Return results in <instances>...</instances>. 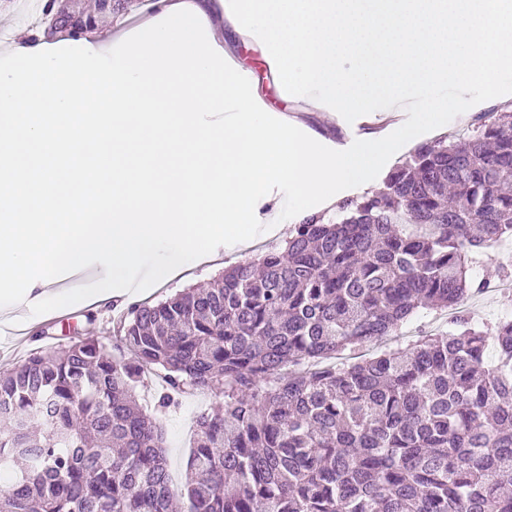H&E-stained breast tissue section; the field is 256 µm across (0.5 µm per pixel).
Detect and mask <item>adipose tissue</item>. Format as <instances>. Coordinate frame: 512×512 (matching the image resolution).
Listing matches in <instances>:
<instances>
[{
    "mask_svg": "<svg viewBox=\"0 0 512 512\" xmlns=\"http://www.w3.org/2000/svg\"><path fill=\"white\" fill-rule=\"evenodd\" d=\"M208 0H157L77 51L44 38L13 44L0 68V301L47 313L129 296L131 269L166 282L211 263L215 234L248 244L286 222L271 197L287 185L298 216L365 185L443 106L350 150L256 108L225 40L265 36L274 77L307 106L369 113L374 94H413L446 74L499 92L512 67V0H235L224 24ZM101 203L69 223L82 191ZM89 288L57 290L59 275ZM28 285L17 297V283Z\"/></svg>",
    "mask_w": 512,
    "mask_h": 512,
    "instance_id": "obj_1",
    "label": "adipose tissue"
}]
</instances>
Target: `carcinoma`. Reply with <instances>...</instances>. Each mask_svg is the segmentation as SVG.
<instances>
[{"label":"carcinoma","instance_id":"carcinoma-1","mask_svg":"<svg viewBox=\"0 0 512 512\" xmlns=\"http://www.w3.org/2000/svg\"><path fill=\"white\" fill-rule=\"evenodd\" d=\"M127 0H41L74 40ZM512 245V105L422 142L382 187L120 325L134 360L78 336L0 372V512H170L157 414L201 413L188 512H512V317L474 322L485 262ZM446 332L369 357L419 314ZM295 370H289V367ZM159 372L154 411L138 383Z\"/></svg>","mask_w":512,"mask_h":512}]
</instances>
